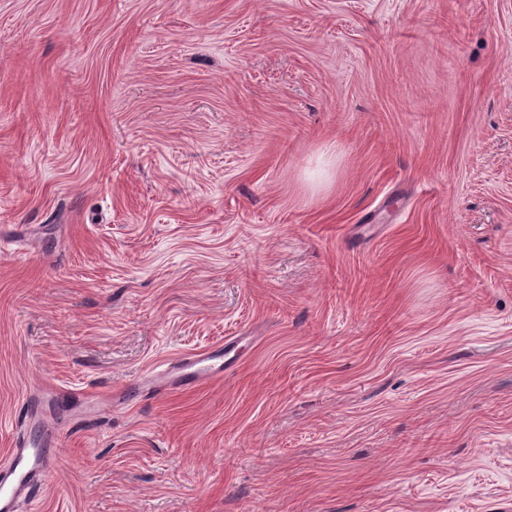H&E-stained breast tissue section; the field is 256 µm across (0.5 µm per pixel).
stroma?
Masks as SVG:
<instances>
[{"mask_svg": "<svg viewBox=\"0 0 512 512\" xmlns=\"http://www.w3.org/2000/svg\"><path fill=\"white\" fill-rule=\"evenodd\" d=\"M0 243L21 512H512V0H0ZM221 357L222 354L220 352L215 351H207L204 353H196L183 356L169 363V372L167 374V377L163 381L156 383L154 387L161 389L167 386L174 374L191 368H193V370L183 374V378L187 375H191L194 377L196 384L199 383L200 381H210L218 379L222 376V373L224 371V363H204L220 359ZM58 441L50 436L39 443L23 441L11 448L9 462L0 467V511L19 512L32 489L46 482L57 461Z\"/></svg>", "mask_w": 512, "mask_h": 512, "instance_id": "35a3bbf8", "label": "stroma"}]
</instances>
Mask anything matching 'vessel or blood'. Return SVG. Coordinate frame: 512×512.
Returning <instances> with one entry per match:
<instances>
[{"label": "vessel or blood", "mask_w": 512, "mask_h": 512, "mask_svg": "<svg viewBox=\"0 0 512 512\" xmlns=\"http://www.w3.org/2000/svg\"><path fill=\"white\" fill-rule=\"evenodd\" d=\"M218 352L207 351L170 362V373L191 370L195 381L221 377L224 367L218 364ZM58 441L47 438L39 443L23 441L10 451L7 465L0 467V512H20L21 504L32 489L45 483L57 461Z\"/></svg>", "instance_id": "obj_1"}]
</instances>
